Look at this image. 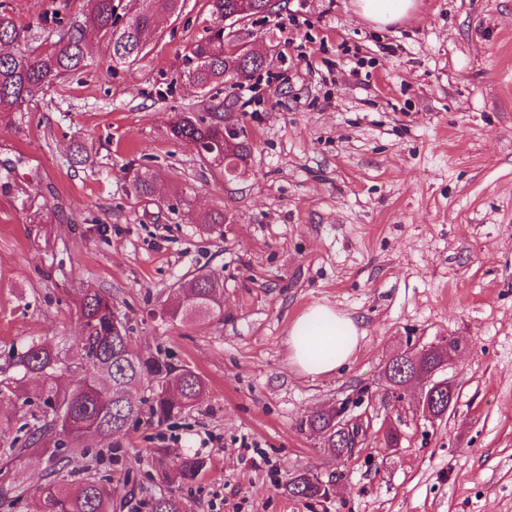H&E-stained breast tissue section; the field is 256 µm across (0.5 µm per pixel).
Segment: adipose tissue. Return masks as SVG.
<instances>
[{"instance_id":"adipose-tissue-1","label":"adipose tissue","mask_w":512,"mask_h":512,"mask_svg":"<svg viewBox=\"0 0 512 512\" xmlns=\"http://www.w3.org/2000/svg\"><path fill=\"white\" fill-rule=\"evenodd\" d=\"M359 330L348 316L327 305L310 307L293 324L288 338L293 363L311 375L328 374L349 363Z\"/></svg>"}]
</instances>
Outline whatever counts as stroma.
Here are the masks:
<instances>
[{
  "label": "stroma",
  "instance_id": "stroma-1",
  "mask_svg": "<svg viewBox=\"0 0 512 512\" xmlns=\"http://www.w3.org/2000/svg\"><path fill=\"white\" fill-rule=\"evenodd\" d=\"M87 4L0 0V12L32 54L51 48L55 18L82 24ZM214 24L209 0H181L113 67L109 39L84 26V65L0 121V381L19 378L29 337L83 365L77 306L97 288L138 354L207 384L194 409L162 424L142 413L72 460L125 487L120 512L170 493L186 512H512V0H416L385 28L355 0H288L240 24L266 64L233 96L184 77ZM219 102L254 144L229 182L169 134L174 113ZM145 168L149 197L131 184ZM217 211L222 234L201 232ZM199 271L223 282V316L170 320L176 285ZM316 304L354 319L360 343L341 370L308 375L288 333ZM448 339L457 400L432 420L419 387L397 401L383 369L397 350ZM345 400L373 427L341 461L299 423ZM388 421L399 447L384 445ZM155 448L168 468L186 455L206 467L168 485ZM303 471L331 480L326 503L288 495Z\"/></svg>",
  "mask_w": 512,
  "mask_h": 512
}]
</instances>
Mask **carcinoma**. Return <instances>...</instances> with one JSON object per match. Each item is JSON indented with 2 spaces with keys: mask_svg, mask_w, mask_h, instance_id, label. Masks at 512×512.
<instances>
[{
  "mask_svg": "<svg viewBox=\"0 0 512 512\" xmlns=\"http://www.w3.org/2000/svg\"><path fill=\"white\" fill-rule=\"evenodd\" d=\"M90 10L85 22L111 36L112 62L119 64L139 54L144 38L157 20L173 12L179 0H144L147 6L126 16L117 12L115 0H89ZM239 0H210L216 26L209 35L193 45L185 55V74L200 88L225 78L240 87L252 78L261 64L244 54L224 55V17L235 13ZM26 28L14 19L0 13V44L25 40ZM89 54L80 30L70 26L59 33L54 48L32 57L18 52L0 54V120L13 112L24 111L33 97L45 85L65 72L80 68ZM221 105L212 106V117L178 112L170 122L172 139L190 145L196 151L208 150L212 160L224 154V121L232 119L229 113L219 115ZM224 313V285L214 273H203L179 286L175 301L165 310L174 321L191 322L213 319ZM82 324V349L85 363L78 375L67 386L57 380L62 364L61 351L41 338L25 341L17 354L16 365L24 378L40 381L35 397L51 411L43 424L28 430L27 437L14 457L34 452L35 458L56 461L65 468L73 455L84 456L83 441L89 437L118 438L127 431V422L141 413L143 401L138 390L144 382L151 383L148 400L151 418L162 424L173 416L194 408L206 393L202 377L185 366H177L165 359L143 358L131 348L130 328L115 320L112 295L86 289L77 308ZM339 409L319 410L300 422L303 431L318 434L329 443L328 451L339 458L349 457V447L364 441L363 431L353 427L347 438L339 437L341 415ZM166 450L156 448L153 459L162 479L171 485L190 483L201 474L204 461L197 456H186L173 470L165 467ZM330 482L317 475L300 472L289 478L288 494L320 503L328 499ZM115 490L112 480L85 475L69 480L58 476L33 488L14 484H0V503L11 504L25 499L32 512H113ZM151 512H185L181 499L162 495L150 503Z\"/></svg>",
  "mask_w": 512,
  "mask_h": 512,
  "instance_id": "cac0c4a2",
  "label": "carcinoma"
}]
</instances>
